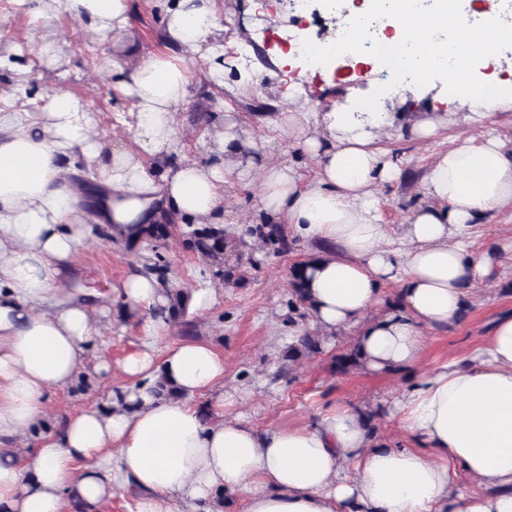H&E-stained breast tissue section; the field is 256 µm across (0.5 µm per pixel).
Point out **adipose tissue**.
Returning a JSON list of instances; mask_svg holds the SVG:
<instances>
[{"instance_id":"1","label":"adipose tissue","mask_w":512,"mask_h":512,"mask_svg":"<svg viewBox=\"0 0 512 512\" xmlns=\"http://www.w3.org/2000/svg\"><path fill=\"white\" fill-rule=\"evenodd\" d=\"M44 20L67 15L100 41L121 37L129 0H36ZM169 51L119 69L123 123L136 150L113 149L94 132L78 99L55 93L43 112L0 113V512H86L122 490L136 512H512V314L497 318L485 342L432 371L420 370L427 332L447 328L471 289L489 280L493 258L474 248L488 213L512 212V148L495 135L467 138L436 153L420 180L424 202L400 236L383 219L380 187L402 180L401 161L383 134L428 140L447 114L388 112L356 98L333 112H277L315 164L303 181L292 164L269 162L264 143L228 124L216 159L178 156L174 111L194 77V55L218 29L216 0H162ZM376 16L396 35L394 92L441 78L469 100L468 119L512 105V90H487L472 75L496 58L512 21L499 4L476 13L470 0H364L353 18ZM452 67H443L445 59ZM257 182V224L288 225L316 245L302 268L308 322L323 333L353 327L359 364L410 376L390 411L406 447L376 444L361 409L338 405L301 426L257 429L214 417L197 396L224 382V357L205 343L159 347L170 296L159 277L131 273L126 307L146 312L143 346L120 366L98 358L95 371L120 370L107 411L76 409L47 423L51 390L74 384L97 343L87 307L60 286L61 270L98 234L138 242L176 215L190 229L224 231V187ZM397 286L394 300L384 287ZM35 438L19 458L12 441ZM478 483L462 486L461 478Z\"/></svg>"}]
</instances>
